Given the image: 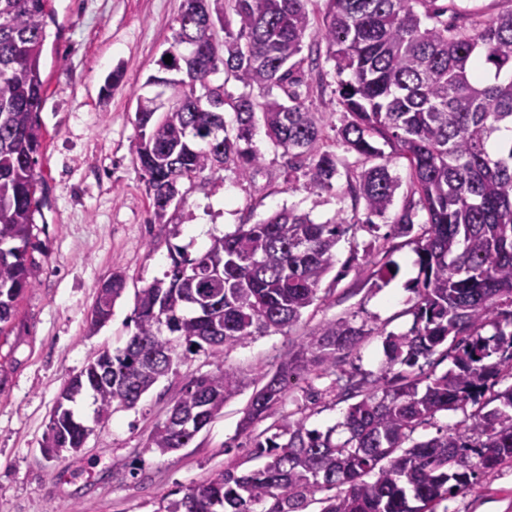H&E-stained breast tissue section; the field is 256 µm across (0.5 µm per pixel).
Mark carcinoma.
<instances>
[{"label":"carcinoma","mask_w":512,"mask_h":512,"mask_svg":"<svg viewBox=\"0 0 512 512\" xmlns=\"http://www.w3.org/2000/svg\"><path fill=\"white\" fill-rule=\"evenodd\" d=\"M201 2L216 28H197L180 13L172 62L160 67L174 71L193 51L206 67L187 78L182 99L135 123L154 221L164 223L166 197H184L186 180L205 174L218 190L225 170L242 181L250 176L260 162L251 147L258 113L282 149L281 176L290 189H333L343 162L324 140L334 131L336 145L356 156L344 194L363 206L364 217L316 223L283 208L213 238L195 257L174 247L163 278L136 293L126 346L98 353L66 384L42 451L54 458L83 448L91 428L69 407L83 393L94 398V421L104 423L117 409L134 407L187 355L202 351L220 360L256 335L298 324L336 263V244L357 226L378 227L380 218L389 235L416 245L411 330L325 322L254 392L239 425L263 466L241 474L229 466L156 512H303L316 493L340 485L346 489L319 499L321 512H436L512 463V385L495 389L512 377V140L492 149L500 132L512 131V78L500 79L512 73V9L459 25L445 18L448 7L438 0H324L316 40L307 46L311 0H230V12L225 0ZM48 5L0 0V333L33 287L26 254L38 206ZM322 57L334 62L337 122L331 112L312 111L301 91ZM230 79L242 86L239 94L226 90ZM255 87L266 91L261 102ZM227 108L235 115L233 137L226 135ZM380 140L413 171L410 193L394 214L400 182ZM358 259L371 278L398 273L371 245L361 256L352 249L349 261ZM374 332L383 336L386 357L379 375H350L331 386L337 398L354 400L344 442L332 440V428H307L304 417L272 424L269 436L254 433L292 382L335 374L343 356ZM437 353L452 367L434 377L419 361ZM242 384L228 365L191 379L149 448L165 456L187 447ZM448 410L464 419L430 439L413 438Z\"/></svg>","instance_id":"cac0c4a2"}]
</instances>
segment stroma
<instances>
[{"label":"stroma","instance_id":"35a3bbf8","mask_svg":"<svg viewBox=\"0 0 512 512\" xmlns=\"http://www.w3.org/2000/svg\"><path fill=\"white\" fill-rule=\"evenodd\" d=\"M181 3L50 0L35 165L41 204L28 252L34 286L0 334V512H157L162 500L181 498L228 464L256 468L238 425L263 374H274L281 360L327 321H364L396 334L413 324L409 285L418 273L413 244L405 237L390 239L389 257L399 272L379 287L362 267L347 263L351 248L372 238L367 229H354L338 242L336 266L299 324L227 351V364L239 370L245 385L188 447L160 456L148 443L185 384L217 371L214 359L202 352L174 365L135 408L94 425L80 453L44 458L42 442L63 386L98 349L125 346L134 332L135 294L162 277L171 248L198 255L210 236L234 232L243 222L259 223L284 207L308 212L318 223L353 216L352 202L342 192L345 178L317 195L288 190L280 175L281 151L259 125L252 145L260 163L247 181L226 174L218 191L201 177L185 182L184 205L169 211L167 223H153L146 178L135 160V97L144 93L147 78L160 72ZM118 67L122 83L105 91L106 77ZM197 224L208 225L207 238L194 236ZM116 270L124 272L126 288L111 319L89 333L98 286ZM384 362L381 337L370 336L336 373L372 378ZM330 384L327 377L313 380V389L322 393L315 402L291 390L278 415H306L308 428H332L336 439H345L348 404L330 392ZM442 506L445 512H512V466Z\"/></svg>","mask_w":512,"mask_h":512}]
</instances>
